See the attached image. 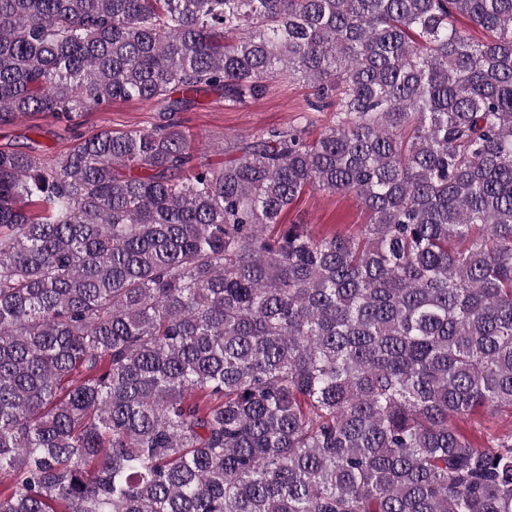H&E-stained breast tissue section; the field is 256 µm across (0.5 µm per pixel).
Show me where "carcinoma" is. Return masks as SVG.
<instances>
[{"instance_id":"obj_1","label":"carcinoma","mask_w":512,"mask_h":512,"mask_svg":"<svg viewBox=\"0 0 512 512\" xmlns=\"http://www.w3.org/2000/svg\"><path fill=\"white\" fill-rule=\"evenodd\" d=\"M274 79L336 121L173 118ZM114 101L161 121L0 150V512H512L459 426L512 410V0H0V125ZM367 215L356 197L307 190L282 215L283 224H310L320 235L353 233Z\"/></svg>"}]
</instances>
